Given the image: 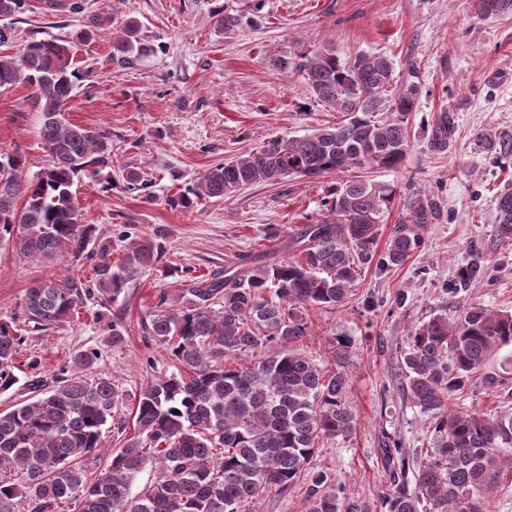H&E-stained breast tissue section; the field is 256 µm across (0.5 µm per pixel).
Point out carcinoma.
<instances>
[{
    "label": "carcinoma",
    "instance_id": "1",
    "mask_svg": "<svg viewBox=\"0 0 512 512\" xmlns=\"http://www.w3.org/2000/svg\"><path fill=\"white\" fill-rule=\"evenodd\" d=\"M28 0H0V18L25 11ZM481 16L512 13V0H477ZM113 51L126 59L151 51L139 23L121 21ZM312 96L343 114L334 125L299 138L275 137L231 161L208 168L186 192L170 200L188 209L194 200L224 198L257 183L277 184L292 175L314 178L336 171L376 167L395 171L407 154V121L416 111L419 71L389 90L394 63L381 54L345 59L325 46L296 66ZM82 75L73 67L70 41L31 40L18 54L0 55V88L20 81L34 88L40 136L49 164L29 179L22 157L0 151V241L18 257L52 262L65 251L78 258L95 233L85 223L73 190L92 164L106 163L110 136L67 124L62 112ZM390 117L380 121L374 113ZM393 189L351 180L337 186L326 212L289 238L286 259L266 256L224 275L182 289L181 305L160 296L145 329L169 346L180 363L141 387L135 432L109 453L102 476L88 479L83 461L102 448L103 430L121 392L105 375L93 382L82 372L96 364L94 352L74 355L73 373L32 402L0 412V512H62L72 497L81 512H248L271 489L286 491L300 479L308 512H370L360 499L328 485L308 465L319 440L348 438L356 418L347 402L349 342L337 339L335 369L328 374L293 348L306 335L300 306H334L347 297L362 269L402 265L421 244L420 229L435 218L421 196L406 203L389 243L377 251L378 226ZM497 235L512 241V189L497 194ZM163 249L130 244L112 264L107 247L94 265L98 294L115 303ZM81 289L67 278L35 282L24 297V314L42 330L60 324L81 305ZM24 338L16 322L0 320V391L18 383L15 355ZM512 345V313L483 305L456 319L438 314L407 336L403 363L408 397L433 417L426 459L417 463L394 440L381 449L389 486L378 512H486L498 455L512 453V412L463 410L453 401L479 384L501 391L500 375L475 379L488 358ZM157 466L156 481L134 496V477Z\"/></svg>",
    "mask_w": 512,
    "mask_h": 512
}]
</instances>
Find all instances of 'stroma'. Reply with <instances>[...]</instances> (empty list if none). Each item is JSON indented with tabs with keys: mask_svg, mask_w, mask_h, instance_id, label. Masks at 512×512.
I'll return each instance as SVG.
<instances>
[{
	"mask_svg": "<svg viewBox=\"0 0 512 512\" xmlns=\"http://www.w3.org/2000/svg\"><path fill=\"white\" fill-rule=\"evenodd\" d=\"M49 9L30 0L29 10L8 18L13 37L1 47L17 53L31 39L70 40L82 79L65 108L64 122L97 127L111 135L112 153L97 176L80 175L77 198L98 241L120 261L132 242L161 245L159 263L146 268L120 296L127 328L113 345L107 328L113 310L93 292L94 261L62 255L54 263L17 257L0 243V318H18L26 289L49 277L70 278L87 290L66 322L25 332L15 357L19 382L0 391V412L35 400L27 382L39 377L51 390L74 355L96 351V372L123 393L104 434L105 448L87 460L89 477L105 468L108 451L134 433L132 412L140 388L170 373L167 345L142 327L160 295L176 297L194 278L265 254L284 257L288 238L312 223L330 190L349 173L314 179L287 178L251 185L222 199H199L171 208L207 168L258 148L274 137H301L341 122L339 112L311 96L296 67L304 53L331 45L346 58L360 52L389 57L395 82L407 78V61L421 70L415 112L407 123L409 149L395 171H359V179L385 184L394 199L379 226L385 248L404 205L419 194L437 204L422 245L393 270L366 268L343 303L305 306L302 352L332 368L336 335L352 341L348 400L357 416L349 438L328 439L311 461L331 486L376 506L388 483L380 450L385 438L408 451L426 448L431 419L401 388L406 336L412 327L443 313L456 318L477 303L512 312V242L496 234L495 197L512 189V14L477 15L472 0H71ZM240 15L232 30L217 28V11ZM139 22L154 53L122 63L112 55L120 20ZM32 87L0 89V149L19 150L28 175L46 167ZM447 115L448 144L432 146V129ZM143 171L148 186L128 191L120 183L130 169ZM480 275L462 285L459 271L471 261ZM116 307V308H117Z\"/></svg>",
	"mask_w": 512,
	"mask_h": 512,
	"instance_id": "obj_1",
	"label": "stroma"
}]
</instances>
